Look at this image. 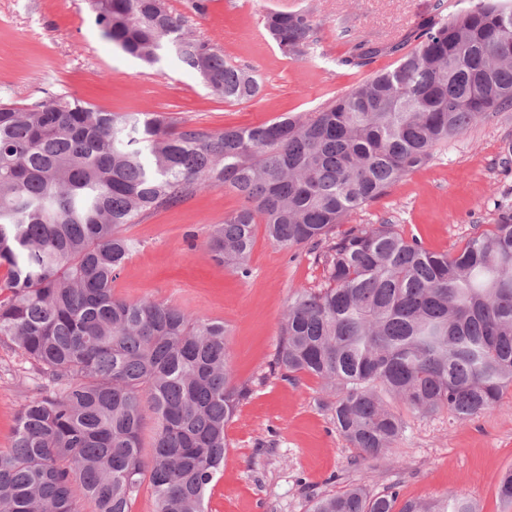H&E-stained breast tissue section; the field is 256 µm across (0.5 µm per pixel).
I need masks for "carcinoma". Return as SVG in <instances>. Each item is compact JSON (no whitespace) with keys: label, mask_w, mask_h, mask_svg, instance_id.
I'll return each mask as SVG.
<instances>
[{"label":"carcinoma","mask_w":512,"mask_h":512,"mask_svg":"<svg viewBox=\"0 0 512 512\" xmlns=\"http://www.w3.org/2000/svg\"><path fill=\"white\" fill-rule=\"evenodd\" d=\"M103 36L153 65L172 53L227 103L257 78L187 33L165 0H91ZM281 52L317 51L304 11L270 12ZM399 56L325 107L247 128L178 127L162 114L108 112L75 98L0 102V343L33 369L36 394L0 451V512H131L143 483L156 512H205L248 384L232 383L224 324L112 281L135 240L125 226L201 185L243 199L206 246L243 278L255 228L307 247L323 284L284 313L274 368L336 391V429L363 460L392 451L404 420L386 403L459 419L491 411L512 385V213L457 254L394 224L336 228L420 168L448 138L512 105V0H471L401 42L363 40L338 64ZM155 417L142 454L146 411ZM310 512H477L470 500L397 506L351 486Z\"/></svg>","instance_id":"1"}]
</instances>
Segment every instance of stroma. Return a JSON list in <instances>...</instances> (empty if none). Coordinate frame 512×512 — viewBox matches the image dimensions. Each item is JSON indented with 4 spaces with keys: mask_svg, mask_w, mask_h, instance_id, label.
<instances>
[{
    "mask_svg": "<svg viewBox=\"0 0 512 512\" xmlns=\"http://www.w3.org/2000/svg\"><path fill=\"white\" fill-rule=\"evenodd\" d=\"M166 4L186 31L257 75V98L227 103L172 56L150 67L126 55L103 37L89 0H0V100L26 107L66 95L110 112L164 114L188 127L253 126L316 111L376 72L393 69V55L359 70L336 59L363 40L406 39L422 21L451 18L469 0H211L203 16L189 0ZM274 10L312 14L316 58L291 59L279 51L263 28L264 15ZM241 205L232 190L206 186L126 226L137 247L112 283L117 296L168 302L223 323L229 333L233 380L248 383L251 394L226 427L224 466L205 512H308L313 499L352 485L373 495L396 491L402 503L452 493L476 502L480 512H505L498 487L512 466V387L493 410L468 420L445 410L425 417L404 413L392 452L356 461L331 418L335 394L315 377L293 382L270 371L292 295L322 281L308 248L275 245L256 230L251 275L243 279L204 245L208 225ZM508 209L511 106L449 138L429 162L349 222H389L428 250L454 254ZM32 395L21 356L0 344L1 451L11 447L18 412Z\"/></svg>",
    "mask_w": 512,
    "mask_h": 512,
    "instance_id": "1",
    "label": "stroma"
}]
</instances>
